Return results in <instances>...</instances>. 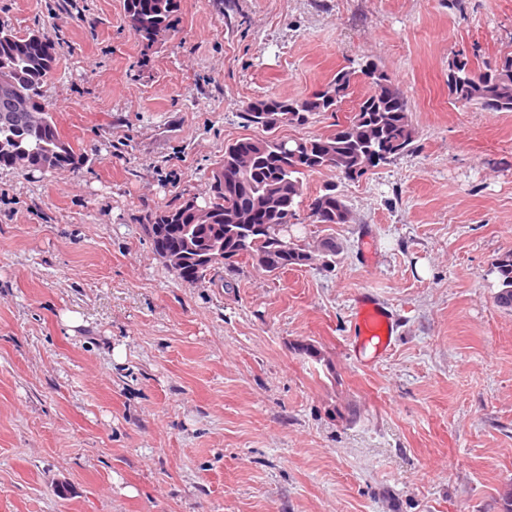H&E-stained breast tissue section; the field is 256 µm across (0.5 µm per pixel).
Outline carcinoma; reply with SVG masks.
Here are the masks:
<instances>
[{
    "label": "carcinoma",
    "mask_w": 512,
    "mask_h": 512,
    "mask_svg": "<svg viewBox=\"0 0 512 512\" xmlns=\"http://www.w3.org/2000/svg\"><path fill=\"white\" fill-rule=\"evenodd\" d=\"M177 0H124L129 26L148 47L156 43L171 27ZM50 42L45 34L18 36L0 29V70L13 75V96L24 97L29 112H39L45 120L39 126L30 123L28 112H12L0 94V166H11V153L17 147L30 152V166L43 169L48 159L54 167H79L82 155L65 141L56 126L49 105L42 96V87L56 64V55L43 51ZM383 82L373 84L374 91L365 95L357 108L343 122H336L329 133L314 138H241L224 149V159L212 170L209 189L201 206L210 212L215 227L204 229L194 223L192 214L178 204L150 215L149 223L167 224L169 230L161 238L152 239L154 248H186L188 242L200 237L211 242L219 259L204 264L189 254L179 278L189 284L205 281L217 265L227 266L240 257L252 260L260 270L270 273L298 264L306 246L298 239H289L288 250L270 235L272 224H290L296 216L295 207L302 195L301 177L323 169L336 171L343 180H351L348 170L361 153L379 155L378 164L412 150L414 129L409 107L397 88H389L393 78L376 69ZM354 72L341 69L332 80L310 96L301 98L267 97L247 103L244 120L250 125H264L269 112L292 115L290 126H303L326 114L334 117L350 96ZM456 86L466 103L491 112H512V56H505L495 65L478 73L464 59L448 75V86ZM299 148V167L284 159L285 150ZM247 151L253 164L242 174L231 164L234 154ZM266 192L285 198L284 212L279 219L262 213L250 224H237L239 213L252 211L257 197ZM312 223L341 224L347 205L336 186L326 184L309 205ZM499 291L496 300L503 308H512V250L507 251L496 266Z\"/></svg>",
    "instance_id": "obj_1"
}]
</instances>
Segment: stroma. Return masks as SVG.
Returning <instances> with one entry per match:
<instances>
[{
	"mask_svg": "<svg viewBox=\"0 0 512 512\" xmlns=\"http://www.w3.org/2000/svg\"><path fill=\"white\" fill-rule=\"evenodd\" d=\"M0 28L51 34L43 94L83 156L0 167V512H504L512 112L455 104L448 62L511 54L512 0H178L149 48L123 0H0ZM367 59L403 91L414 150L355 182L303 176L300 240L336 257L181 281L148 216L266 137L246 102ZM333 181L351 221L311 223ZM366 293L398 323L368 362ZM498 277L499 291L497 303L503 308H512V250L507 251L495 267Z\"/></svg>",
	"mask_w": 512,
	"mask_h": 512,
	"instance_id": "1",
	"label": "stroma"
}]
</instances>
